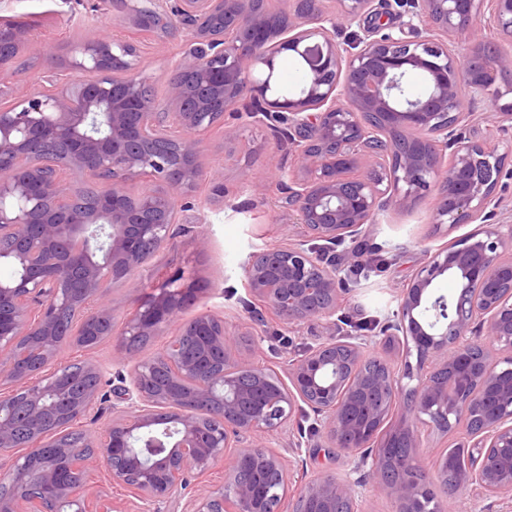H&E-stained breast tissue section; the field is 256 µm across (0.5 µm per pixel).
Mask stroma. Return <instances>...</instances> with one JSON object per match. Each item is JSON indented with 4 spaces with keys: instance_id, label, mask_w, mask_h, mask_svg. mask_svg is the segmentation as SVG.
Wrapping results in <instances>:
<instances>
[{
    "instance_id": "stroma-1",
    "label": "stroma",
    "mask_w": 512,
    "mask_h": 512,
    "mask_svg": "<svg viewBox=\"0 0 512 512\" xmlns=\"http://www.w3.org/2000/svg\"><path fill=\"white\" fill-rule=\"evenodd\" d=\"M176 0H159L156 10L169 26L166 30H147L126 11L122 0H0V18L33 24L38 38L53 42L56 57L43 56L38 47L21 53V66L0 75V88L39 90L72 77L64 65L79 44L100 36L120 34L137 45L144 79L151 86L158 110H165L167 89L173 76L172 64L187 49L191 36L173 15ZM475 120L465 135L471 140L507 149L512 146V128L494 123L492 107L479 100L473 105ZM234 131L236 139L225 144V131ZM204 168L224 171L223 204L209 200L207 183H200L190 199L191 207L183 220L190 231L178 236L173 244L148 259L127 283L113 285L112 305L117 323H124L134 297L148 292L155 280L178 270H194L205 289L200 295V309L224 319L228 331L245 334L255 331L249 313L242 305L247 286L242 265L250 254L283 244L286 235H299L295 216L281 202L277 171L292 172L295 156L280 130L268 122L252 118L244 109L225 113L223 120L203 135ZM267 182L269 195L257 200L251 185ZM434 196H426L404 211L390 210L380 215L369 235L356 245L366 253L383 258L380 270L364 267L345 268L341 274V303L337 323L315 321L294 329L279 328L269 320L260 345L262 362L275 365L296 358L309 347L337 339L341 332H355L358 324L370 323L379 331L392 319L399 306L398 290L406 286L425 258L426 251L443 243L432 214ZM203 231L209 245L198 250L194 231ZM298 434L303 447L290 456V495L308 481L329 474L348 476L353 464L344 452L329 447L316 417L310 410L297 413L291 432H271L268 441L273 450L285 448L289 434Z\"/></svg>"
}]
</instances>
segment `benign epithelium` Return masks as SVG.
Listing matches in <instances>:
<instances>
[{
    "instance_id": "7a95c632",
    "label": "benign epithelium",
    "mask_w": 512,
    "mask_h": 512,
    "mask_svg": "<svg viewBox=\"0 0 512 512\" xmlns=\"http://www.w3.org/2000/svg\"><path fill=\"white\" fill-rule=\"evenodd\" d=\"M370 3L339 0L329 14L322 0H288L274 15L261 0H177L178 16L209 29L192 31L163 112L140 75L137 46L119 35L81 44L68 62L93 74L88 80L51 93L0 89L9 98L0 107V264L15 270L0 279V458H10L0 464V512H281L289 478L266 435L285 429L301 402L361 476L309 481L292 512H355L368 484L399 512H418L448 457L431 469L422 463L416 422L437 427L450 415L475 420L458 444V488L512 496V355L475 359L470 336L478 322L486 340L512 352V224L487 223L509 153L461 133L474 117L469 99L489 100L496 118L512 123V102L501 103L512 94V53L477 27L482 17L512 36V0H411L399 33L379 37L374 22L356 42L337 41L336 29L361 24ZM419 23L425 35H405ZM33 39L32 25L0 20V72ZM285 52L308 61L289 95L276 77ZM414 69L428 80L417 95L406 89ZM246 97L297 136L296 173L278 181L302 238L242 267L248 290L281 325L328 320L340 304L342 268L310 241L341 249L347 266L367 265L352 242L382 213L432 191L437 228L482 226L427 255L401 289L395 319L379 331L396 339L400 359L377 360L372 374L362 365L373 337L348 335L289 361L282 375L256 361L259 342L242 349L223 318L186 316L201 291L194 275L158 279L126 320L118 348L131 375L112 385L108 422L99 437L83 429L71 443L73 427L101 413L105 398L97 385L72 394L65 350L112 337L107 284L176 238L186 210L179 197L205 179L211 199L224 200L223 171L203 172L200 135ZM70 171L100 187L91 206L71 189ZM136 181L153 187L133 194ZM444 276L458 281L452 295L436 288ZM175 320L179 332L157 357L129 346ZM190 336L205 337L202 355L187 352ZM395 407L398 425L363 452ZM395 439L405 453L393 470L384 448ZM253 458L277 476L262 491L242 476ZM219 462L222 485L191 481ZM100 467L128 498L89 492Z\"/></svg>"
}]
</instances>
